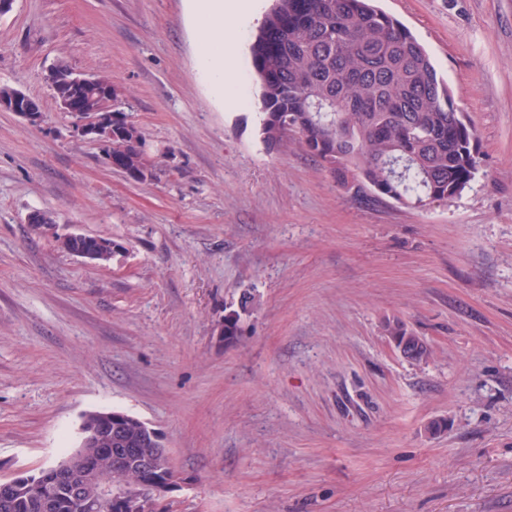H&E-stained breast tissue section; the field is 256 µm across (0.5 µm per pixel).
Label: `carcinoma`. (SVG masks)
<instances>
[{
	"instance_id": "cac0c4a2",
	"label": "carcinoma",
	"mask_w": 512,
	"mask_h": 512,
	"mask_svg": "<svg viewBox=\"0 0 512 512\" xmlns=\"http://www.w3.org/2000/svg\"><path fill=\"white\" fill-rule=\"evenodd\" d=\"M248 51L268 147L296 133L338 185L403 206L447 203L475 179L474 128L425 47L374 0H273ZM142 141V131L125 123L112 136L114 163L142 172ZM111 420L110 411L87 414L86 441L70 467L50 465L0 491V512H79L66 484L84 464L110 469L112 448L130 449L134 460L157 455L146 423L125 415V435L116 440L103 433Z\"/></svg>"
}]
</instances>
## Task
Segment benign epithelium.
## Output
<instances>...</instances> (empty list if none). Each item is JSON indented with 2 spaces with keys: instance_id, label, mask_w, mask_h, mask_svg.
I'll return each instance as SVG.
<instances>
[{
  "instance_id": "1",
  "label": "benign epithelium",
  "mask_w": 512,
  "mask_h": 512,
  "mask_svg": "<svg viewBox=\"0 0 512 512\" xmlns=\"http://www.w3.org/2000/svg\"><path fill=\"white\" fill-rule=\"evenodd\" d=\"M47 79L61 111L77 118V130L82 136L103 143L112 141V130L122 124L123 116L115 109L113 95L98 78L81 77L70 69L57 71L52 68ZM89 88L98 90L93 103L87 101L85 95ZM0 111L15 112L31 122L41 118L37 101L20 91L0 98ZM159 468L168 470V473L162 479H153L147 494L144 493L142 484L124 485L114 490L106 479L92 476L98 482L99 495L96 500L83 504V507L91 509L92 512H124L126 508L144 500L148 512H159L162 509L159 498L176 484V473L170 457L163 449L157 456L146 458L139 465V470L143 473H151Z\"/></svg>"
}]
</instances>
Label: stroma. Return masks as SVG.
I'll use <instances>...</instances> for the list:
<instances>
[{
  "mask_svg": "<svg viewBox=\"0 0 512 512\" xmlns=\"http://www.w3.org/2000/svg\"><path fill=\"white\" fill-rule=\"evenodd\" d=\"M377 5L478 132L452 202L357 197L297 136L268 148L246 43L217 104L185 0L0 15V86L43 111L0 112V478L56 463L84 413L114 409L159 433L173 512H512V0ZM58 63L111 78L145 180L60 111ZM67 232L110 239L111 259L67 253ZM394 318L427 361L394 349ZM386 331L388 336H397L392 338V341L400 356L409 361L416 362L418 358L419 347H417L414 351H408L404 342L400 343L399 336H412V341H414V348L416 347L415 343H420L421 346L424 345L419 336H414L411 332H409L406 325L399 319H393L392 321L388 320L386 322Z\"/></svg>",
  "mask_w": 512,
  "mask_h": 512,
  "instance_id": "1",
  "label": "stroma"
}]
</instances>
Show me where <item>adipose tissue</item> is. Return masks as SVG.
I'll return each mask as SVG.
<instances>
[{
	"mask_svg": "<svg viewBox=\"0 0 512 512\" xmlns=\"http://www.w3.org/2000/svg\"><path fill=\"white\" fill-rule=\"evenodd\" d=\"M199 35L196 68L216 102L237 80L234 47L243 27L257 16L260 0H188Z\"/></svg>",
	"mask_w": 512,
	"mask_h": 512,
	"instance_id": "1",
	"label": "adipose tissue"
}]
</instances>
